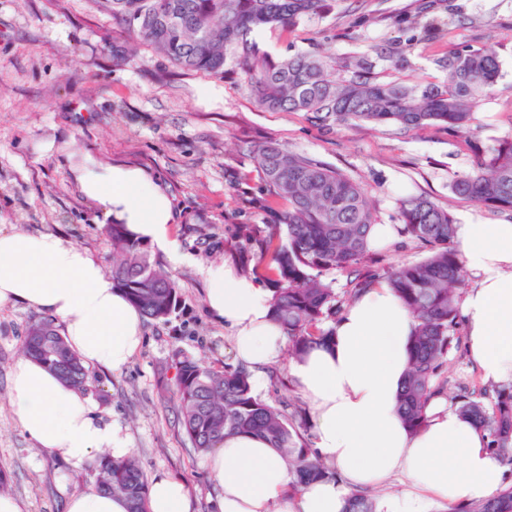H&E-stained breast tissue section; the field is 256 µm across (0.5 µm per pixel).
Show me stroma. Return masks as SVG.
I'll return each mask as SVG.
<instances>
[{
    "instance_id": "1",
    "label": "stroma",
    "mask_w": 512,
    "mask_h": 512,
    "mask_svg": "<svg viewBox=\"0 0 512 512\" xmlns=\"http://www.w3.org/2000/svg\"><path fill=\"white\" fill-rule=\"evenodd\" d=\"M330 2L293 31L261 30L256 42L275 58L321 52L336 61L339 79L347 57L366 53L378 80L423 84L444 80L437 61L448 53L495 47L500 75L469 132L370 123L328 129L303 112H263L233 73L183 71L134 46L96 0H0V229L65 236L111 266L104 218L72 180V154L142 168L172 200L169 238L182 260L170 263L156 247L150 253L178 285L181 309L166 323L144 320L143 345L121 372L90 368L88 394L146 478L187 483L190 512H215L219 490L182 431L175 401L162 396L161 371L177 355L215 369L237 363L228 329L207 308L200 269L238 262L239 225L270 221L249 146L275 141L335 167L364 186L380 224L401 226L407 195L428 197L462 222H512V211L451 191L473 170L474 145L512 140V0H434L438 34L412 44L395 20L424 0ZM130 50L135 59L120 62ZM426 254L399 233L366 267L380 275ZM40 317L23 305L0 307V478L25 512H67L70 495L94 485L93 471L30 439L9 400L25 330Z\"/></svg>"
}]
</instances>
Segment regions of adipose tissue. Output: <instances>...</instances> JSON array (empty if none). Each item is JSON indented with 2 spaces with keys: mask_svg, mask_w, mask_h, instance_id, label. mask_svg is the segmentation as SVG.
Segmentation results:
<instances>
[{
  "mask_svg": "<svg viewBox=\"0 0 512 512\" xmlns=\"http://www.w3.org/2000/svg\"><path fill=\"white\" fill-rule=\"evenodd\" d=\"M70 173L105 217L163 251L171 262V201L141 169L73 161ZM456 245L475 284L460 302L467 348L482 379L512 382V223L458 224ZM206 303L232 331L237 359L263 387L281 363L285 339L270 316L271 292L236 265L202 270ZM22 304L50 315L84 364L121 371L143 343L141 313L112 285L90 251L54 233L0 230V306ZM415 321L386 282L366 288L346 307L329 346L312 349L289 367L308 400L319 458L338 477L288 489L293 476L279 453L252 435L225 437L206 458L219 487L218 512H341L347 494L402 475L406 489L387 495L378 512H429L431 503L483 501L498 487L499 459L471 421L430 400L420 431L399 413L409 339ZM10 403L22 430L65 462L79 466L106 450L129 454L119 429L97 415L84 391L62 382L38 361L17 359L10 373ZM184 482L153 478L149 512H187Z\"/></svg>",
  "mask_w": 512,
  "mask_h": 512,
  "instance_id": "obj_1",
  "label": "adipose tissue"
}]
</instances>
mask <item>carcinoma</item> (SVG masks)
<instances>
[{"label": "carcinoma", "instance_id": "carcinoma-1", "mask_svg": "<svg viewBox=\"0 0 512 512\" xmlns=\"http://www.w3.org/2000/svg\"><path fill=\"white\" fill-rule=\"evenodd\" d=\"M101 6L131 37L181 70L222 75L227 52L234 50L236 73L258 108L311 113L325 126L365 122L411 129L439 124L462 132L475 100L491 91L500 71L495 51L463 50L440 60L447 71L440 83L381 82L373 75L370 56L360 54L344 61L348 77L337 81L330 75V58L295 53L273 60L251 38L263 28L286 31L322 14L327 0H108ZM408 23L409 31H435L423 9ZM249 152L268 194L282 206L270 208L274 223L263 231L240 225L245 244L262 242L258 261L244 262L243 271L268 282L272 320L288 337V355L300 359L312 348L330 344L333 324L346 303L372 284L358 273L368 255L372 208L360 183L320 160L273 141ZM475 153L476 169L455 179L451 191L512 211V141L477 147ZM399 212L402 233L428 248L422 260L394 267L384 277L417 322L399 408L407 427L418 431L428 402L445 394L438 377L451 349L459 346L455 331L465 273L454 242L455 220L447 209L426 196L407 195ZM106 233L112 245L113 286L145 317L169 320L180 306L175 282L127 225L109 224ZM336 270L351 276L350 288L341 294L324 279ZM23 352L64 383L89 388L86 367L51 321L28 325ZM170 368L174 374L166 390L176 400L184 434L197 452L214 450L226 435L255 434L280 452L294 474V488L336 477L308 448L305 421H293L285 406L258 397L245 367L214 370L178 356ZM449 400L484 432L487 449L512 465V385H494L477 395L457 393ZM91 469L99 490L124 496L130 512H148L147 480L135 459L99 457ZM343 512H376V503L363 491L353 492ZM455 512H512V487L486 501L461 503Z\"/></svg>", "mask_w": 512, "mask_h": 512}]
</instances>
